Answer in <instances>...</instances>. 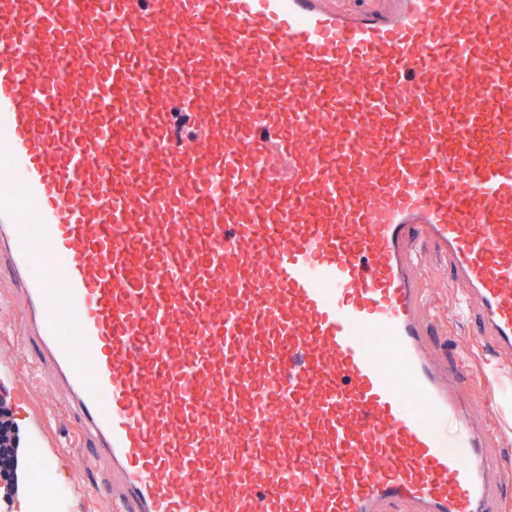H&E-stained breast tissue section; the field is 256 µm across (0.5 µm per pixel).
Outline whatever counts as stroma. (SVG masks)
Masks as SVG:
<instances>
[{
	"label": "stroma",
	"instance_id": "1",
	"mask_svg": "<svg viewBox=\"0 0 512 512\" xmlns=\"http://www.w3.org/2000/svg\"><path fill=\"white\" fill-rule=\"evenodd\" d=\"M418 255L426 288L421 314L435 333L437 361L446 365L450 351L457 350L470 356L476 382L496 379L495 405L476 403L475 419L480 426L497 429L503 453L512 455V380L497 379L496 358L476 349L473 324L454 315L464 287L451 281L447 258L428 245L420 246ZM23 334L12 286L0 276V397L6 400L22 438L17 489L11 497L0 496V512H31L30 468L43 457L52 462L43 484L57 489V512H110L108 502L94 495L93 489L110 479L111 473L105 467L90 466V454L65 400L51 374L35 363L37 347H20Z\"/></svg>",
	"mask_w": 512,
	"mask_h": 512
}]
</instances>
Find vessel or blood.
Wrapping results in <instances>:
<instances>
[{
  "label": "vessel or blood",
  "instance_id": "obj_1",
  "mask_svg": "<svg viewBox=\"0 0 512 512\" xmlns=\"http://www.w3.org/2000/svg\"><path fill=\"white\" fill-rule=\"evenodd\" d=\"M512 370V0H0V261L113 512H501L412 246Z\"/></svg>",
  "mask_w": 512,
  "mask_h": 512
}]
</instances>
